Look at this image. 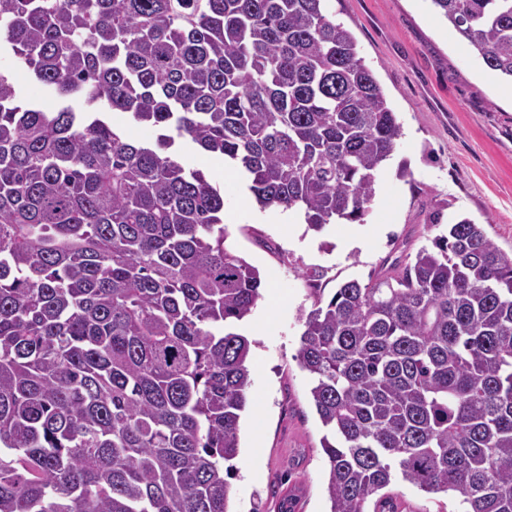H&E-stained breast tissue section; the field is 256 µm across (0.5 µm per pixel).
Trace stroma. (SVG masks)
Listing matches in <instances>:
<instances>
[{"label":"stroma","instance_id":"1","mask_svg":"<svg viewBox=\"0 0 512 512\" xmlns=\"http://www.w3.org/2000/svg\"><path fill=\"white\" fill-rule=\"evenodd\" d=\"M355 36L401 125L363 220L322 232L270 221L244 177L190 139L179 160L204 171L224 194V245L260 273L279 301H258L241 324L253 343L251 385L240 420V453L230 479L232 512H276L300 495L296 512H330L326 433L310 400L311 375L296 355L300 316L313 305L308 276L326 294L349 280L368 283L386 258L431 246L442 225H484L512 258V81L489 70L430 0H332ZM262 337H255V330Z\"/></svg>","mask_w":512,"mask_h":512}]
</instances>
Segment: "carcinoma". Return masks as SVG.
<instances>
[{
    "label": "carcinoma",
    "mask_w": 512,
    "mask_h": 512,
    "mask_svg": "<svg viewBox=\"0 0 512 512\" xmlns=\"http://www.w3.org/2000/svg\"><path fill=\"white\" fill-rule=\"evenodd\" d=\"M431 2L512 80V0ZM2 46L89 109L0 69V512H230L262 281L175 137L319 231L366 214L395 112L329 0H0ZM312 291L330 512H398L399 481L512 512V259L483 226ZM0 67L13 70L15 80L20 88V94L29 99L38 100L46 110L51 111L58 104V99L52 88L43 87L33 82L28 73L15 66L13 58L8 54H1ZM109 116L111 120L125 127L127 135L132 141L141 142L149 139L155 140L157 132L152 127L146 124L131 122L128 115L124 113L113 112L112 114V112H110Z\"/></svg>",
    "instance_id": "carcinoma-1"
}]
</instances>
